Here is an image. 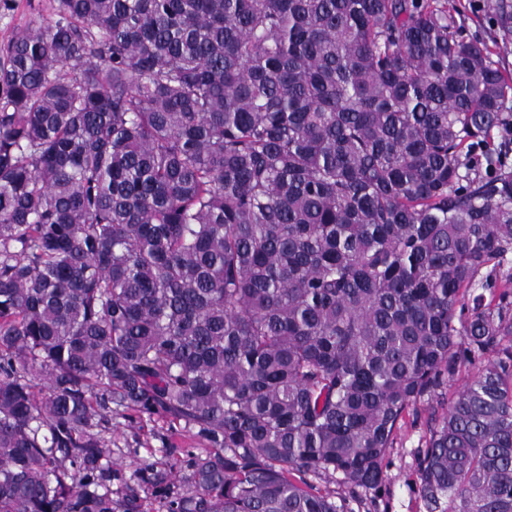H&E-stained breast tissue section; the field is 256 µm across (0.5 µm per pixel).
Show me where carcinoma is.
<instances>
[{
  "mask_svg": "<svg viewBox=\"0 0 512 512\" xmlns=\"http://www.w3.org/2000/svg\"><path fill=\"white\" fill-rule=\"evenodd\" d=\"M456 14L58 0L13 36L0 512H343L305 476L378 490L406 414L487 355L416 485L512 512V76ZM114 416L204 447L128 478Z\"/></svg>",
  "mask_w": 512,
  "mask_h": 512,
  "instance_id": "carcinoma-1",
  "label": "carcinoma"
}]
</instances>
